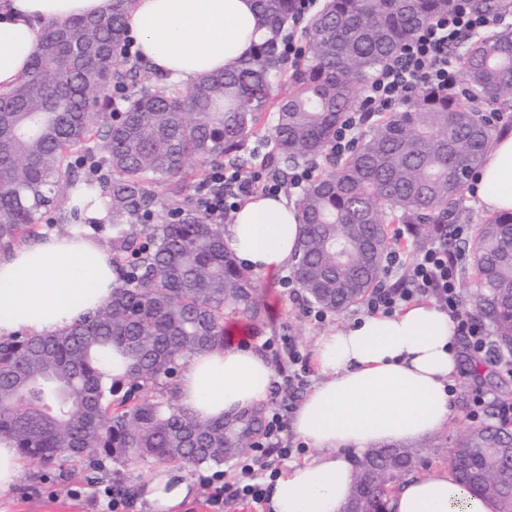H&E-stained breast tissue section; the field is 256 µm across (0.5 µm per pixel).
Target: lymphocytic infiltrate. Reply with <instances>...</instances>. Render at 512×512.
Here are the masks:
<instances>
[{
    "instance_id": "1",
    "label": "lymphocytic infiltrate",
    "mask_w": 512,
    "mask_h": 512,
    "mask_svg": "<svg viewBox=\"0 0 512 512\" xmlns=\"http://www.w3.org/2000/svg\"><path fill=\"white\" fill-rule=\"evenodd\" d=\"M493 18L478 12L472 0H455V7L432 24L417 31L401 47L390 64L384 65L366 86L359 104L347 113L330 145L333 155L351 151L359 130L375 116L393 109L400 101L422 87L441 91L456 90L460 72L453 51L469 38L480 35L493 25ZM279 180L261 171H243L238 167L215 169L198 192L201 212L216 222H224L249 196L257 192L272 194L281 191ZM386 271L402 274L400 286L380 287L367 303L371 314L393 313L404 303L419 295H434L456 325V333L466 339L474 353H482L490 344L486 327L462 308L458 289L460 259L442 245H431L416 255L411 263H403L399 252H391ZM290 405L272 401L261 434L256 437L250 454L239 460L242 480L224 484L212 496L214 512H223L229 500H241L256 506L266 501L260 481L275 477L277 471L268 461L271 454L291 455L282 439V431Z\"/></svg>"
}]
</instances>
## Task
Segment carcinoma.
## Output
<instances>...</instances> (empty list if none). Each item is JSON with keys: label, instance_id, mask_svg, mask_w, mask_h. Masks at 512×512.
<instances>
[{"label": "carcinoma", "instance_id": "cac0c4a2", "mask_svg": "<svg viewBox=\"0 0 512 512\" xmlns=\"http://www.w3.org/2000/svg\"><path fill=\"white\" fill-rule=\"evenodd\" d=\"M270 37L232 69L184 90L158 86L129 63L124 15L112 0L100 15L47 26L29 71L0 94V253L43 238L41 210L73 190L70 218L112 185L111 301L60 334L0 340V438L48 465L110 460L222 465L250 447L260 410L233 426L178 404V370L224 345V315L260 314L262 290L224 244V225L188 199L165 203L151 186L186 165L245 166L265 113L266 145L285 165L322 154L355 107L370 75L454 0H324L313 22L307 64L281 92L279 39L296 0H256ZM478 11L512 10V0H473ZM469 90L426 88L359 134L353 150L314 177L298 207L303 224L293 267L306 301L344 312L377 286L397 245L393 224L439 235L458 249L444 220L454 216L469 174L496 129L472 106L512 102V28L477 41L459 57ZM130 92L123 112L99 111L112 83ZM156 219L141 240L135 222ZM478 293L476 314L512 348V212L487 217L464 243ZM409 447L367 451L350 500L386 512L397 483L418 464ZM456 477L512 512V428L504 421L467 430L450 450Z\"/></svg>", "mask_w": 512, "mask_h": 512}]
</instances>
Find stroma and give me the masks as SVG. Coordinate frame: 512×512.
<instances>
[{
  "mask_svg": "<svg viewBox=\"0 0 512 512\" xmlns=\"http://www.w3.org/2000/svg\"><path fill=\"white\" fill-rule=\"evenodd\" d=\"M283 273H271L260 277L262 288V309L257 319L239 314H228L224 327L231 333L233 341H248L252 346L263 349L266 358L272 359L277 376L288 373L285 362L275 360L274 352L267 346L268 341L291 339L301 348L303 354L313 355L320 337L340 328L347 321L366 312L365 304L352 306L342 314H329L322 322L309 317L310 305L299 288H288L283 284ZM461 358L457 390L452 397L456 416L448 428L424 441L420 451L423 464L421 473L446 469L448 450L460 433L473 426L468 415L469 401L474 390L481 389L493 395L502 391L512 392V377L505 372L504 363L512 360V350L499 344H492L489 354L473 356L466 342H459ZM152 463L137 466H120L106 463L96 468L85 463L68 470L59 466H43L24 460V474L18 485L7 494L0 496V512H100L93 503L96 492L105 487H115L132 492L143 475L152 470ZM190 476L197 486L195 497L189 501L184 512H211L209 505V479L237 480L241 473L236 460H228L221 466H198L190 469Z\"/></svg>",
  "mask_w": 512,
  "mask_h": 512,
  "instance_id": "1",
  "label": "stroma"
}]
</instances>
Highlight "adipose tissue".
<instances>
[{
    "instance_id": "obj_1",
    "label": "adipose tissue",
    "mask_w": 512,
    "mask_h": 512,
    "mask_svg": "<svg viewBox=\"0 0 512 512\" xmlns=\"http://www.w3.org/2000/svg\"><path fill=\"white\" fill-rule=\"evenodd\" d=\"M111 0H0V92L29 69L51 22L91 17ZM142 58L183 85L248 58L268 31L255 0H132L125 17ZM478 204L512 212V133L495 136L478 175ZM301 224L294 200L257 194L224 227V240L259 275L292 267ZM111 255L92 239L54 236L0 257V338L20 329L60 332L87 319L112 295ZM320 382L297 407L290 428L313 455L289 463L268 492L271 512H341L355 455L380 445L421 441L448 427L450 388L459 371L455 323L426 299L390 315H362L323 336L314 351ZM275 370L250 344L195 356L178 397L201 416L232 420L266 402ZM196 486L186 469L162 465L139 482L152 512H181ZM389 512H497L451 470L415 475L388 500Z\"/></svg>"
}]
</instances>
